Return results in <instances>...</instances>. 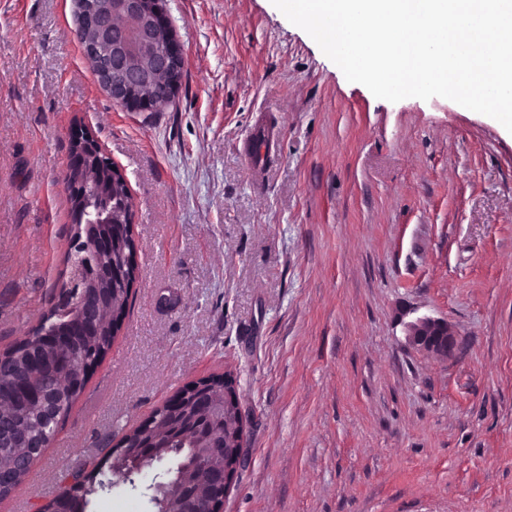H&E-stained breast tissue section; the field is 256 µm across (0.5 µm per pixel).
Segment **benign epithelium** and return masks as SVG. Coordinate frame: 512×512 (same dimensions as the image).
<instances>
[{
	"mask_svg": "<svg viewBox=\"0 0 512 512\" xmlns=\"http://www.w3.org/2000/svg\"><path fill=\"white\" fill-rule=\"evenodd\" d=\"M160 0H77L79 28L93 32V37L82 44L84 55L103 86L113 99L130 103L141 112H155L163 102L146 93L155 76L165 74L170 78L168 99H173L181 83L184 57L174 28L162 19ZM72 161L67 171V188L76 210L78 241L75 251L90 252L95 260L94 277L85 272L84 261L71 264L70 281L59 306L71 308L87 288H106L110 285L100 261L112 255L115 235L123 233L131 223V210H118L100 204L91 197L79 174L93 162H98L103 175L113 181L124 179L114 168L112 159L85 128L75 129L70 137ZM98 303L87 301L79 314L70 319L66 327L53 332L57 339L42 332V343L58 346L60 336H82L92 330L98 317ZM410 342L422 350L446 358L453 354L458 335L448 320L419 317L407 325ZM193 394L202 417H193L180 423L169 437L170 444L192 448L184 463V470L205 468L208 458L225 454L224 434L211 423L224 418L225 402L218 400L203 379L169 399L164 408L173 417L183 412V394ZM234 461L230 468L220 467L211 471L208 504L201 512H223L224 496L232 473L246 467L248 448L239 440ZM169 495L182 502L197 499L196 486L181 477L169 484Z\"/></svg>",
	"mask_w": 512,
	"mask_h": 512,
	"instance_id": "1",
	"label": "benign epithelium"
}]
</instances>
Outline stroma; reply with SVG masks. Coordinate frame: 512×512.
I'll use <instances>...</instances> for the list:
<instances>
[{"label": "stroma", "mask_w": 512, "mask_h": 512, "mask_svg": "<svg viewBox=\"0 0 512 512\" xmlns=\"http://www.w3.org/2000/svg\"><path fill=\"white\" fill-rule=\"evenodd\" d=\"M166 107L104 90L76 0H0V355L57 322L77 243L74 127L129 183L139 271L112 347L0 512L72 473L89 512H157L175 459L112 473L127 433L233 372L250 461L224 512H512V134L442 97L348 82L271 0H161ZM461 347L412 346L416 318ZM407 336L422 350L443 358L453 354L458 342V335L448 320L428 316L410 322Z\"/></svg>", "instance_id": "obj_1"}]
</instances>
